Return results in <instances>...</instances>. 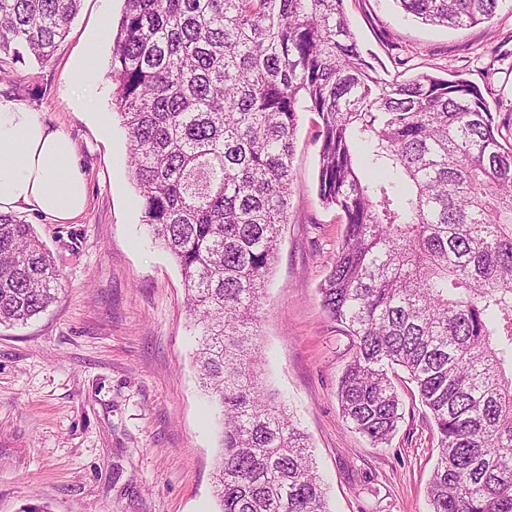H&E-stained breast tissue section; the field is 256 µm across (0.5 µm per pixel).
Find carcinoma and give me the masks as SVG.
I'll return each instance as SVG.
<instances>
[{
  "mask_svg": "<svg viewBox=\"0 0 512 512\" xmlns=\"http://www.w3.org/2000/svg\"><path fill=\"white\" fill-rule=\"evenodd\" d=\"M80 0H0V55L43 62ZM428 24H491L499 0H396ZM108 77L143 224L202 326L223 417L218 512H330L307 436L263 387L255 330L291 207L298 112L320 119L318 192L344 230L319 292L352 337L343 417L373 446L430 412L432 512H512V114L480 87L367 60L344 0H124ZM31 225L0 213V325L58 294Z\"/></svg>",
  "mask_w": 512,
  "mask_h": 512,
  "instance_id": "1",
  "label": "carcinoma"
}]
</instances>
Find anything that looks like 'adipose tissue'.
Returning a JSON list of instances; mask_svg holds the SVG:
<instances>
[{
    "label": "adipose tissue",
    "mask_w": 512,
    "mask_h": 512,
    "mask_svg": "<svg viewBox=\"0 0 512 512\" xmlns=\"http://www.w3.org/2000/svg\"><path fill=\"white\" fill-rule=\"evenodd\" d=\"M87 199L72 139L0 97V212L26 206L65 222L84 211Z\"/></svg>",
    "instance_id": "obj_1"
}]
</instances>
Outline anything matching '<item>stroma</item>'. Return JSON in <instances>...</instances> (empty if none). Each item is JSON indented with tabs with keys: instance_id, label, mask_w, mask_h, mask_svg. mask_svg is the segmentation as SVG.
<instances>
[{
	"instance_id": "35a3bbf8",
	"label": "stroma",
	"mask_w": 512,
	"mask_h": 512,
	"mask_svg": "<svg viewBox=\"0 0 512 512\" xmlns=\"http://www.w3.org/2000/svg\"><path fill=\"white\" fill-rule=\"evenodd\" d=\"M350 29L375 65L410 78H465L492 112H512V0L491 25L450 30L394 0H345ZM124 0H81L48 61H0V96L73 140L88 187L85 211L61 224L28 207L59 271L58 298L0 326V512H216L220 420L194 363L201 334L180 268L142 223L128 135L112 107V38ZM100 38L95 109L71 88L86 41ZM318 117L299 114L292 207L267 278L258 324L262 382L307 434L331 512H431L437 437L413 386L397 380L402 418L381 448L353 430L337 399L353 354L321 306L319 286L343 230L317 191Z\"/></svg>"
}]
</instances>
